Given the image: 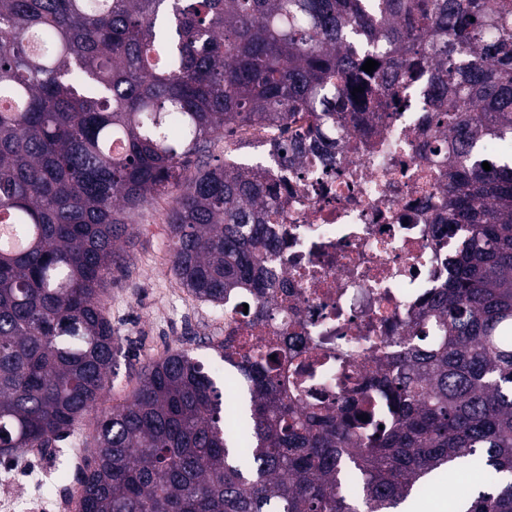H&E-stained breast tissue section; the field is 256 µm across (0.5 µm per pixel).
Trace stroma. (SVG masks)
I'll list each match as a JSON object with an SVG mask.
<instances>
[{
  "label": "stroma",
  "instance_id": "obj_1",
  "mask_svg": "<svg viewBox=\"0 0 512 512\" xmlns=\"http://www.w3.org/2000/svg\"><path fill=\"white\" fill-rule=\"evenodd\" d=\"M171 206L169 198L161 197L135 217L133 235L122 245L126 260L107 287L105 303L117 353L112 384L101 408L125 402L137 386L141 366L167 350L189 349L207 363L216 358L206 347L210 340L207 322L222 315L224 309L210 303L191 306L184 301L183 287L170 264L166 215ZM96 423V414L86 415L73 434L58 442L56 454L34 450L18 461V471L41 475L42 484L37 490L29 485L15 487V494L29 500L42 491L53 497L51 512H74L72 505L80 492L77 466L91 454L89 439Z\"/></svg>",
  "mask_w": 512,
  "mask_h": 512
}]
</instances>
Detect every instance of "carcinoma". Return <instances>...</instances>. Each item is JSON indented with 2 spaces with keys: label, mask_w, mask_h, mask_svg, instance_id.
<instances>
[{
  "label": "carcinoma",
  "mask_w": 512,
  "mask_h": 512,
  "mask_svg": "<svg viewBox=\"0 0 512 512\" xmlns=\"http://www.w3.org/2000/svg\"><path fill=\"white\" fill-rule=\"evenodd\" d=\"M426 65L448 223L473 231L429 329L375 372L387 405L301 410L279 361L230 333L211 349L249 403L227 429L219 367L168 351L99 416L76 512H398L462 466L509 480L458 512H512V0H0V99L17 104L0 108V216L18 243L0 247V455L47 451L98 409L104 290L156 198L183 287L270 317L281 183L229 147L210 164L215 140L262 130L274 165L326 166Z\"/></svg>",
  "instance_id": "cac0c4a2"
}]
</instances>
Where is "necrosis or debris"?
<instances>
[{
  "mask_svg": "<svg viewBox=\"0 0 512 512\" xmlns=\"http://www.w3.org/2000/svg\"><path fill=\"white\" fill-rule=\"evenodd\" d=\"M430 78L399 89L403 111L386 106L351 124L331 166L278 169L287 183L279 200L285 288L259 326L243 299L224 307L225 331L246 340L304 337V352L283 364L304 406L354 394L400 348L471 234L467 224L440 230L448 169L426 149L442 136L424 110Z\"/></svg>",
  "mask_w": 512,
  "mask_h": 512,
  "instance_id": "necrosis-or-debris-1",
  "label": "necrosis or debris"
}]
</instances>
